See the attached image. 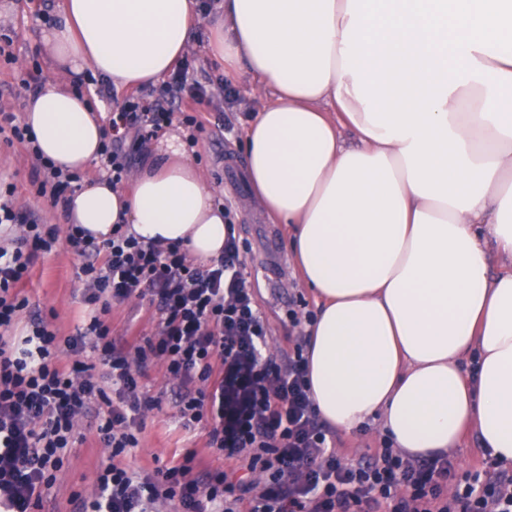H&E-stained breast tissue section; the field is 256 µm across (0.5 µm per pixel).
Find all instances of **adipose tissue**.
Here are the masks:
<instances>
[{
	"mask_svg": "<svg viewBox=\"0 0 512 512\" xmlns=\"http://www.w3.org/2000/svg\"><path fill=\"white\" fill-rule=\"evenodd\" d=\"M62 12L43 33L52 64L119 91L162 82L198 17L196 0ZM205 53L271 91L244 128L247 177L317 296L319 419L378 421L414 460L471 428L512 465V0H218ZM24 121L56 164L98 162L87 96L52 87ZM69 199L67 222L97 239L126 224L201 262L224 252V210L180 138L151 145L131 190L96 177Z\"/></svg>",
	"mask_w": 512,
	"mask_h": 512,
	"instance_id": "ef3b65f1",
	"label": "adipose tissue"
}]
</instances>
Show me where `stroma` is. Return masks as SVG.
<instances>
[{"instance_id":"stroma-1","label":"stroma","mask_w":512,"mask_h":512,"mask_svg":"<svg viewBox=\"0 0 512 512\" xmlns=\"http://www.w3.org/2000/svg\"><path fill=\"white\" fill-rule=\"evenodd\" d=\"M61 0H0V44L9 45V54L0 56V101L11 105L13 112L22 113L29 97L17 79L39 71L43 86L70 83L68 69L51 66L42 33L48 24L61 21ZM45 11V18L35 16V9ZM244 99L243 107L225 108L224 123L207 125L199 134L198 143L189 157L200 171L205 183L220 202L236 216L243 258L253 275L255 298L265 320L268 351L278 362H287L294 347L303 343V328L291 327L288 310L293 303L304 302L315 310L313 291L301 279L288 247L290 227L278 223L256 200L246 179L245 159L240 130L246 121V110L262 106L265 90L247 75L233 79ZM29 164L19 147L0 143V179L14 183L18 197L43 212L52 224H63L64 215L57 210H44L36 198L28 178ZM80 261L66 244H59L56 253L44 258L35 270L25 293L33 308L50 317L60 335L70 336L86 322L88 311L82 301ZM146 301L134 298L120 305H111L103 319L113 335L126 331L150 333L153 322L146 312ZM172 383L162 372L151 375L152 393H164L162 408L148 415L140 435V445L129 456L132 467L154 469L164 466L176 456L193 452L202 468L222 466L223 459L207 448L202 436H190L176 429L172 419V400L167 393ZM337 450L354 462L380 447L385 436L378 424L364 425L352 433H334ZM107 459L94 432H87L84 441L75 443L64 459L62 468L43 504V512H72L74 493L90 495V476Z\"/></svg>"}]
</instances>
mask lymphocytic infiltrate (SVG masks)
I'll use <instances>...</instances> for the list:
<instances>
[{
  "label": "lymphocytic infiltrate",
  "instance_id": "f902f5d3",
  "mask_svg": "<svg viewBox=\"0 0 512 512\" xmlns=\"http://www.w3.org/2000/svg\"><path fill=\"white\" fill-rule=\"evenodd\" d=\"M217 96L238 101L231 84L205 85L185 60L159 85L110 96L102 165L113 187L174 120L190 127L196 146L205 125L186 108ZM0 138L28 150L36 196L64 206L79 174L44 160L29 126L1 104ZM224 221L223 255L198 263L181 244L140 241L124 224L101 242L73 224L60 231L17 201L15 184L0 186V227L13 232L0 244V512H40L85 418L111 460L97 468L92 495H73V512H159L168 503L175 512H512V473L485 480L457 472L451 459L413 461L388 445L344 461L316 414L302 352L284 364L267 354L234 214ZM62 239L81 262L84 304L147 300L151 333L115 336L95 316L61 339L41 313L22 318L35 265ZM89 349L99 365L82 361ZM159 367L177 383L179 429L203 433L225 467L199 471L189 457L150 471L122 465L147 413L162 404L148 389Z\"/></svg>",
  "mask_w": 512,
  "mask_h": 512
}]
</instances>
